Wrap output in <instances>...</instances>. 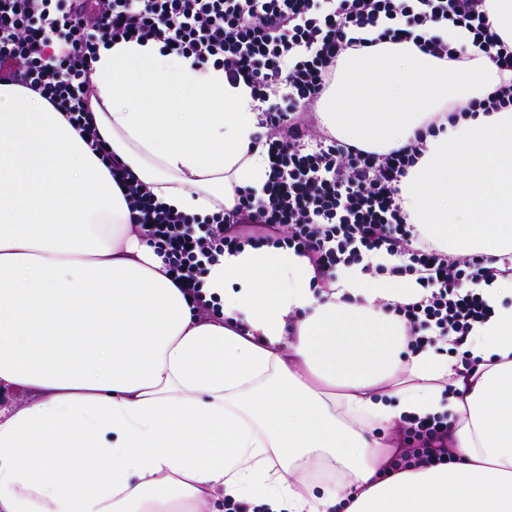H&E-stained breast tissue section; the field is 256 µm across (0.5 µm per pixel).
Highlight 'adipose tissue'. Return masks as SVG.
Segmentation results:
<instances>
[{
  "mask_svg": "<svg viewBox=\"0 0 512 512\" xmlns=\"http://www.w3.org/2000/svg\"><path fill=\"white\" fill-rule=\"evenodd\" d=\"M91 80L98 130L160 201L202 217L262 189L257 103L223 69L122 41ZM510 82L482 55L383 42L340 58L320 123L379 154L424 133L412 223L512 261V109L425 132ZM313 276L288 248L224 253L203 276L221 315H197L80 130L1 84L0 384L36 396L0 410V512H216L217 491L266 512H512V277L486 291L463 382L448 355L405 353L388 307L420 300L415 282ZM442 413L455 462L381 477L403 418Z\"/></svg>",
  "mask_w": 512,
  "mask_h": 512,
  "instance_id": "ef3b65f1",
  "label": "adipose tissue"
}]
</instances>
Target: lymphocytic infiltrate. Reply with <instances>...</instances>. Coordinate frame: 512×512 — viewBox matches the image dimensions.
<instances>
[{
	"instance_id": "lymphocytic-infiltrate-1",
	"label": "lymphocytic infiltrate",
	"mask_w": 512,
	"mask_h": 512,
	"mask_svg": "<svg viewBox=\"0 0 512 512\" xmlns=\"http://www.w3.org/2000/svg\"><path fill=\"white\" fill-rule=\"evenodd\" d=\"M440 22L466 30L473 46L512 71V44L494 30L488 0H0V82L38 93L83 132L147 244L203 312L218 310L202 291L206 262L248 245L294 248L321 283L342 264L412 275L424 296L393 308L409 342L437 350L453 343L465 377L478 366L465 351L469 337L492 314L481 288L511 277L512 267L481 254L448 255L412 224L400 185L423 154L422 139L378 154L321 134L310 120L338 58L365 46L373 29L433 57L466 60L465 48L436 31ZM134 39L173 46L250 87L266 131L262 194L241 191L234 210L198 223L155 202L111 154L88 109L93 64L100 47ZM447 433V416L409 420L397 460L407 468L452 459Z\"/></svg>"
}]
</instances>
